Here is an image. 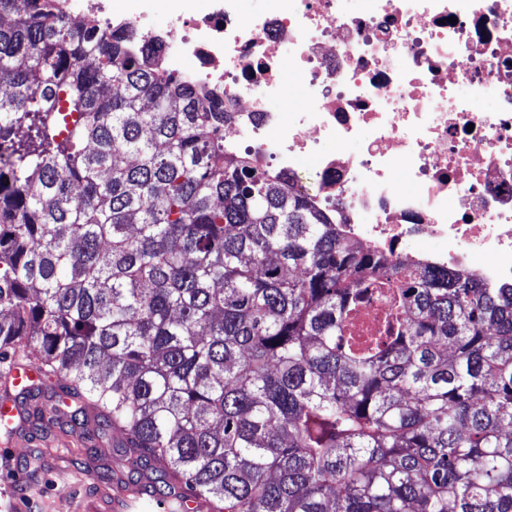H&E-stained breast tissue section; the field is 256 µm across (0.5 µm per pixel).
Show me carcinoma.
Here are the masks:
<instances>
[{"label": "carcinoma", "mask_w": 512, "mask_h": 512, "mask_svg": "<svg viewBox=\"0 0 512 512\" xmlns=\"http://www.w3.org/2000/svg\"><path fill=\"white\" fill-rule=\"evenodd\" d=\"M2 16L0 384L36 365L28 416L71 409L212 512H512V288L349 241L133 34Z\"/></svg>", "instance_id": "cac0c4a2"}]
</instances>
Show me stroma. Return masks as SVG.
Wrapping results in <instances>:
<instances>
[{
	"instance_id": "obj_1",
	"label": "stroma",
	"mask_w": 512,
	"mask_h": 512,
	"mask_svg": "<svg viewBox=\"0 0 512 512\" xmlns=\"http://www.w3.org/2000/svg\"><path fill=\"white\" fill-rule=\"evenodd\" d=\"M38 454L42 468L23 469ZM123 480L106 445H93L58 420H22L13 442L0 433V512H113Z\"/></svg>"
}]
</instances>
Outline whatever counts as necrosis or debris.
Returning <instances> with one entry per match:
<instances>
[{
	"label": "necrosis or debris",
	"mask_w": 512,
	"mask_h": 512,
	"mask_svg": "<svg viewBox=\"0 0 512 512\" xmlns=\"http://www.w3.org/2000/svg\"><path fill=\"white\" fill-rule=\"evenodd\" d=\"M63 2L134 32L131 51L166 72L193 59L230 114L225 146L309 192L351 242L512 287V0H274L250 17L238 0H176L160 29L154 0L120 19L107 0Z\"/></svg>",
	"instance_id": "4bbe7bcc"
}]
</instances>
